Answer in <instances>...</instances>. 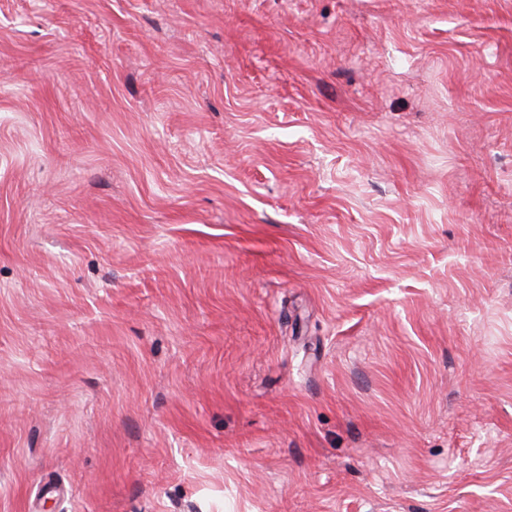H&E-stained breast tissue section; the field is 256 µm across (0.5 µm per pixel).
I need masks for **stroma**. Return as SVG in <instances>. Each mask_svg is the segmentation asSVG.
I'll list each match as a JSON object with an SVG mask.
<instances>
[{
  "label": "stroma",
  "instance_id": "obj_1",
  "mask_svg": "<svg viewBox=\"0 0 512 512\" xmlns=\"http://www.w3.org/2000/svg\"><path fill=\"white\" fill-rule=\"evenodd\" d=\"M0 512H512V0H0Z\"/></svg>",
  "mask_w": 512,
  "mask_h": 512
}]
</instances>
